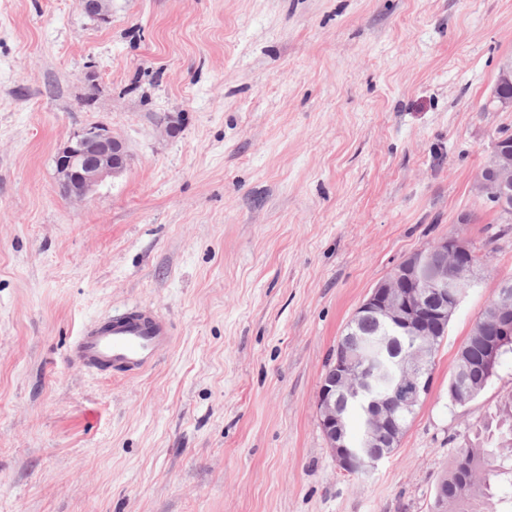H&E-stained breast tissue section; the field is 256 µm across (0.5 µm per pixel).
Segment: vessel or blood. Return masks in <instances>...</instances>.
<instances>
[{"mask_svg":"<svg viewBox=\"0 0 512 512\" xmlns=\"http://www.w3.org/2000/svg\"><path fill=\"white\" fill-rule=\"evenodd\" d=\"M171 343L169 321L152 307L140 306L84 326L70 356L93 372L114 368L138 373L169 349Z\"/></svg>","mask_w":512,"mask_h":512,"instance_id":"obj_1","label":"vessel or blood"}]
</instances>
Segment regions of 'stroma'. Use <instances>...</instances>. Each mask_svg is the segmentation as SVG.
Listing matches in <instances>:
<instances>
[{
  "instance_id": "35a3bbf8",
  "label": "stroma",
  "mask_w": 512,
  "mask_h": 512,
  "mask_svg": "<svg viewBox=\"0 0 512 512\" xmlns=\"http://www.w3.org/2000/svg\"><path fill=\"white\" fill-rule=\"evenodd\" d=\"M512 0H0V512H431L512 359L465 405L456 357L512 278L473 185L512 110ZM99 125L131 160L85 204L54 155ZM469 223H461L462 215ZM484 254L393 455L344 474L321 376L378 281L434 239ZM146 305L142 373L71 363Z\"/></svg>"
}]
</instances>
